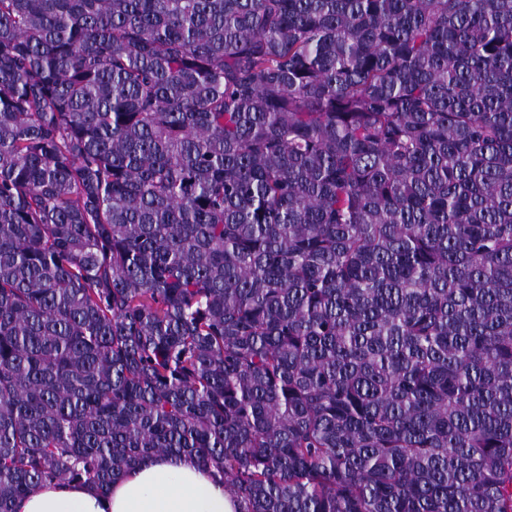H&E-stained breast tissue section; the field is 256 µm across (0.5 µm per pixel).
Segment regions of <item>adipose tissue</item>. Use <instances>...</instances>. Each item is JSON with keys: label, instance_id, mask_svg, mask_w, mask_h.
Here are the masks:
<instances>
[{"label": "adipose tissue", "instance_id": "adipose-tissue-1", "mask_svg": "<svg viewBox=\"0 0 512 512\" xmlns=\"http://www.w3.org/2000/svg\"><path fill=\"white\" fill-rule=\"evenodd\" d=\"M17 512H239L234 498L194 462L167 455L144 458L100 492L77 482L44 485L20 500Z\"/></svg>", "mask_w": 512, "mask_h": 512}]
</instances>
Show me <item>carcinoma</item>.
I'll use <instances>...</instances> for the list:
<instances>
[{
    "mask_svg": "<svg viewBox=\"0 0 512 512\" xmlns=\"http://www.w3.org/2000/svg\"><path fill=\"white\" fill-rule=\"evenodd\" d=\"M151 454L512 512V0H0V512Z\"/></svg>",
    "mask_w": 512,
    "mask_h": 512,
    "instance_id": "1",
    "label": "carcinoma"
}]
</instances>
